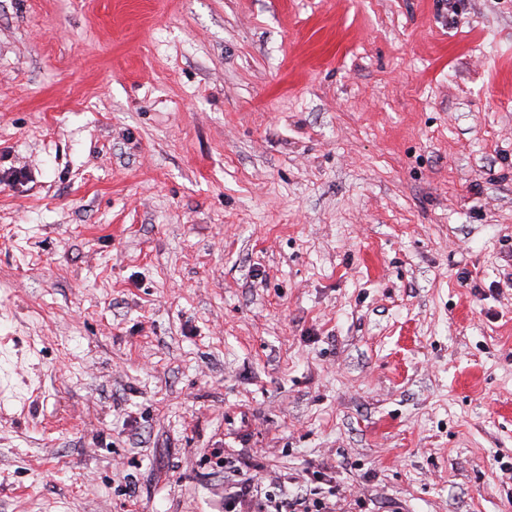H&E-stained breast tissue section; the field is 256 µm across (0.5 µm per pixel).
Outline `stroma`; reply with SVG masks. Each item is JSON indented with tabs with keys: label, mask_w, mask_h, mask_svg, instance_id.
Instances as JSON below:
<instances>
[{
	"label": "stroma",
	"mask_w": 512,
	"mask_h": 512,
	"mask_svg": "<svg viewBox=\"0 0 512 512\" xmlns=\"http://www.w3.org/2000/svg\"><path fill=\"white\" fill-rule=\"evenodd\" d=\"M0 0V512H512V0ZM346 491L339 486H329L328 496L322 498L309 499L307 495L294 498H276L269 494H264V501L256 503L257 512H334L333 504L329 498L334 497L341 500L345 499Z\"/></svg>",
	"instance_id": "stroma-1"
}]
</instances>
